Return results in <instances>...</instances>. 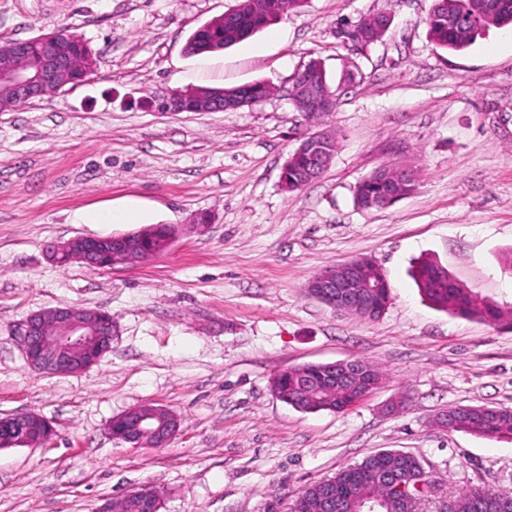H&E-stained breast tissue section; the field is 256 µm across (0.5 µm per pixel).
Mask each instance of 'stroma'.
I'll use <instances>...</instances> for the list:
<instances>
[{
    "label": "stroma",
    "instance_id": "1",
    "mask_svg": "<svg viewBox=\"0 0 512 512\" xmlns=\"http://www.w3.org/2000/svg\"><path fill=\"white\" fill-rule=\"evenodd\" d=\"M236 0H0V44L56 29L80 35L93 73L0 112V415L35 412L55 435L0 449V512H96L150 485L162 512H291L310 483L383 450L416 457L438 499L483 487L512 494V442L433 423L451 408L512 409V329L421 297L430 259L476 299L512 309V46L493 28L468 49L434 45L432 0H305L224 51L190 55L189 35ZM379 11L387 33L357 48L338 31ZM337 89L320 129L337 139L324 173L282 190L308 123L288 92L310 59ZM358 73L341 86L346 69ZM266 81L262 101L227 112H154V90ZM416 176L391 206L364 210L355 185L379 168ZM132 209L138 219L116 223ZM210 222L193 229L197 214ZM154 224L180 227L137 267L59 265L48 244ZM378 262L392 301L376 321L311 297L320 269ZM57 306L112 316V348L84 372L38 373L16 339ZM352 358L385 375L343 413L276 399L280 370ZM405 399L399 413L385 404ZM155 403L179 415L166 446L113 440L108 424Z\"/></svg>",
    "mask_w": 512,
    "mask_h": 512
}]
</instances>
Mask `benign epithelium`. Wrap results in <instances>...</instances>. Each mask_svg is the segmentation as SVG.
Masks as SVG:
<instances>
[{
	"instance_id": "7a95c632",
	"label": "benign epithelium",
	"mask_w": 512,
	"mask_h": 512,
	"mask_svg": "<svg viewBox=\"0 0 512 512\" xmlns=\"http://www.w3.org/2000/svg\"><path fill=\"white\" fill-rule=\"evenodd\" d=\"M31 54V40H19L13 44L12 54L0 56V90L7 91L16 100L32 101L49 94L55 88L66 85L69 71L68 53L59 40H44L30 67H20L15 58ZM290 95L298 111L306 116H315L332 110L335 96L329 94L323 85L311 77L299 83H292ZM166 103V111L184 110L185 95L181 90H165L160 94ZM263 99L261 93L245 84L243 89L219 92L212 97L197 99L198 112H224L250 106ZM327 134L308 133L301 137L298 153L307 157L309 166L303 179L319 177L328 166L331 156L320 151ZM138 233L131 232L110 237H75L48 247V258L52 262L65 257L90 268H98V257L105 245H110L112 263L137 266L151 255L142 252L137 245ZM389 283L381 273L365 275L363 264L349 260L325 267L308 281L310 295L323 301L338 313L351 310L373 312L377 309L375 296ZM18 344L28 366L40 373L72 374L83 372L97 364L112 343V315L100 309H75L58 306L31 314L17 332ZM335 379L338 385L357 386L361 382L357 366L349 360L335 362ZM27 414L15 413L0 416V447H38L49 441L54 429L33 442L26 433ZM113 439L122 443L142 446L150 438L157 447L169 442L180 430L152 424L147 416L134 418L121 414L112 418L108 425Z\"/></svg>"
}]
</instances>
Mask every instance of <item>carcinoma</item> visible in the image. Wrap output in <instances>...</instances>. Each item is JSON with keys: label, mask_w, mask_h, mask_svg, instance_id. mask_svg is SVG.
I'll return each instance as SVG.
<instances>
[{"label": "carcinoma", "mask_w": 512, "mask_h": 512, "mask_svg": "<svg viewBox=\"0 0 512 512\" xmlns=\"http://www.w3.org/2000/svg\"><path fill=\"white\" fill-rule=\"evenodd\" d=\"M302 3L303 0H254V7L236 12L227 20L219 15L203 24L191 34L186 49L191 54L221 51L248 39ZM510 24L512 0H434L426 17L430 40L440 48L456 51L469 47L486 29ZM343 38L355 45H366L379 40L381 34L368 19L349 27ZM67 49L72 56L71 79L79 84L93 72L95 60L92 51L76 34L71 35ZM304 164L305 158L298 152L289 156L282 183L285 191L300 189L296 171ZM385 176L386 169L383 168L361 180L354 189L355 203L360 205L382 199ZM414 278L422 295L439 307L467 318L512 325V318L506 317L501 309L471 297L448 271L431 261L421 263ZM327 379L328 372L321 365L306 364L291 368L288 377L272 382V387L280 393L283 402L306 413H343L355 405L354 396L343 385L338 386L334 394L328 392L325 387ZM479 409L480 406L476 405L448 415V428L512 441L511 412L503 411L487 419ZM391 466L398 467L403 473H413L418 478L422 475L421 464L414 457L395 451L377 452L352 467L336 472L331 478L309 484L296 497L293 512H327L319 507L327 490L348 481L354 483V490L343 498L335 512H362L361 500L365 497L379 501L380 512H418V502L375 480L377 473ZM445 507L447 512H512V496L489 489L474 490L448 497Z\"/></svg>", "instance_id": "cac0c4a2"}]
</instances>
